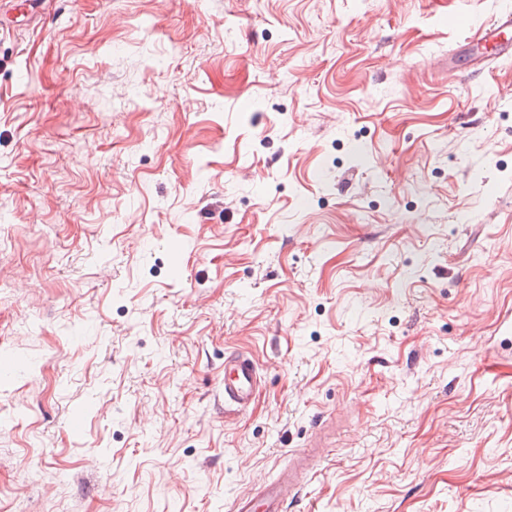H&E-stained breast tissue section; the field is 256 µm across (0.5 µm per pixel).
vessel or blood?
Wrapping results in <instances>:
<instances>
[{
  "mask_svg": "<svg viewBox=\"0 0 512 512\" xmlns=\"http://www.w3.org/2000/svg\"><path fill=\"white\" fill-rule=\"evenodd\" d=\"M471 42L491 47L493 60L512 58V9L497 11L469 35ZM224 403L238 409L249 408L259 388V371L255 361L244 354L224 360ZM294 463L281 471L278 479L254 496L234 502V512H283L286 498L296 496L304 480L314 472L317 462L309 451L298 450Z\"/></svg>",
  "mask_w": 512,
  "mask_h": 512,
  "instance_id": "vessel-or-blood-1",
  "label": "vessel or blood"
}]
</instances>
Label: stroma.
<instances>
[{
    "instance_id": "obj_1",
    "label": "stroma",
    "mask_w": 512,
    "mask_h": 512,
    "mask_svg": "<svg viewBox=\"0 0 512 512\" xmlns=\"http://www.w3.org/2000/svg\"><path fill=\"white\" fill-rule=\"evenodd\" d=\"M500 3L0 0V512H512ZM468 39L480 43L485 48L491 46L492 61L512 58V9L497 11L487 22L482 23L474 32L468 30ZM255 361L245 354H233L224 360V404L237 409L249 408L259 388ZM294 464L281 471L278 479L255 496L239 497L234 502L235 512H283L284 501L298 494L301 484L317 468L310 451L297 450L292 454Z\"/></svg>"
}]
</instances>
